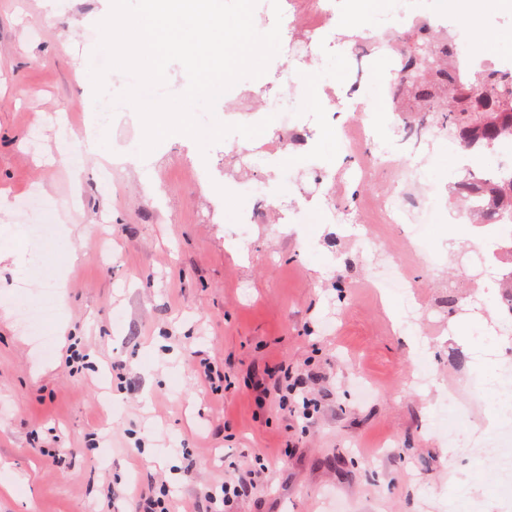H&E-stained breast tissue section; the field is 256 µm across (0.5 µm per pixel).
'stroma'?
Segmentation results:
<instances>
[{
  "instance_id": "obj_1",
  "label": "stroma",
  "mask_w": 512,
  "mask_h": 512,
  "mask_svg": "<svg viewBox=\"0 0 512 512\" xmlns=\"http://www.w3.org/2000/svg\"><path fill=\"white\" fill-rule=\"evenodd\" d=\"M111 0H0V191L14 205L0 214V246L27 252L36 266L26 278L11 260L0 261V512H104V488L123 492L129 512L139 491L165 479L179 512H190L206 486L224 477V458L245 464L264 454L270 482L238 512H448L459 473H468L469 512H488L493 467L474 458L455 463L449 441L465 442L471 425H485L471 374L480 337L494 317L492 303L472 305L481 282L448 271L442 202L422 233L435 261L407 251L401 225L387 222L377 191L389 171L370 170L369 181H347V168L368 163L370 148L387 146L403 123L389 108L390 50L364 57L366 81L355 106L332 101L342 118L366 122L370 144L344 152L335 134L307 176L282 164V149L302 152L265 130L269 145L250 168L239 167V135L200 150L175 134L150 154L113 171L89 160L76 145L94 96L87 70L103 67L98 23ZM343 56L313 48L310 60L287 50L262 77L236 83L213 111L196 108L202 124L230 123L240 95H260L264 116L285 117L295 94L317 85H342ZM133 83L112 70L105 76L113 151L133 153L143 136L137 112L119 99ZM73 134L56 140L59 119ZM458 146L431 141L420 180L444 199L442 173L461 177ZM81 166L80 193L64 169ZM239 190L224 204V174ZM71 205L80 235L48 242L19 241L15 223H51V203ZM316 210H307V203ZM287 212V223L244 224L254 205ZM361 225L379 252L365 250L348 227ZM400 259L417 313L409 325L424 343L430 383L417 389L416 361L392 323L383 299L368 286L389 258ZM69 266L66 337L52 326H24L18 294L55 308L53 277ZM457 299L449 314L448 295ZM470 333V345L457 335ZM89 349L81 375H73L66 349ZM209 358L224 375V396L213 400L195 374ZM128 369L112 376V359ZM282 366L300 374L319 399L316 425L301 431L280 414L275 400L259 406L251 384L257 369ZM474 399V424L451 426L457 405L450 390ZM56 429L69 454L51 465L38 452ZM192 452L184 469L180 449ZM287 449L280 459L279 449Z\"/></svg>"
}]
</instances>
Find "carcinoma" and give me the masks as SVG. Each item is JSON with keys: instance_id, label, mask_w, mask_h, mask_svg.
Instances as JSON below:
<instances>
[{"instance_id": "carcinoma-1", "label": "carcinoma", "mask_w": 512, "mask_h": 512, "mask_svg": "<svg viewBox=\"0 0 512 512\" xmlns=\"http://www.w3.org/2000/svg\"><path fill=\"white\" fill-rule=\"evenodd\" d=\"M399 69L390 83L394 111L405 112V126L415 132H444L466 150L482 154L512 143V71L485 66L471 84L454 74V37L432 30L426 21L417 31L395 39ZM487 184L485 207L466 208L474 224H500L512 216V177L482 179Z\"/></svg>"}]
</instances>
